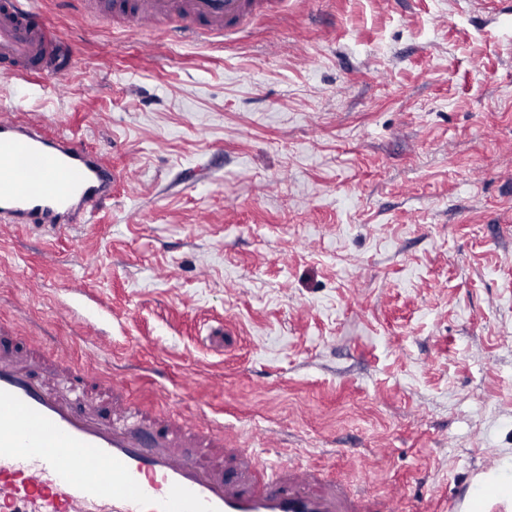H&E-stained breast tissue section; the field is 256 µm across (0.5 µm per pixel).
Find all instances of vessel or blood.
Segmentation results:
<instances>
[{"mask_svg":"<svg viewBox=\"0 0 512 512\" xmlns=\"http://www.w3.org/2000/svg\"><path fill=\"white\" fill-rule=\"evenodd\" d=\"M288 0H78L130 33L223 44ZM41 0H0V75L34 80L76 65ZM0 111V223L66 229L111 199L116 173L77 135ZM0 326V512H399L294 461L261 462L223 426L165 418L120 376L52 358Z\"/></svg>","mask_w":512,"mask_h":512,"instance_id":"b4317fda","label":"vessel or blood"}]
</instances>
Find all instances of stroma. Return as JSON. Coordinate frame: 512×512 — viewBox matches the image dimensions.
I'll list each match as a JSON object with an SVG mask.
<instances>
[{"label":"stroma","mask_w":512,"mask_h":512,"mask_svg":"<svg viewBox=\"0 0 512 512\" xmlns=\"http://www.w3.org/2000/svg\"><path fill=\"white\" fill-rule=\"evenodd\" d=\"M43 7L78 63L25 110L120 178L0 226V324L400 512L512 459V0H288L222 46Z\"/></svg>","instance_id":"1"}]
</instances>
